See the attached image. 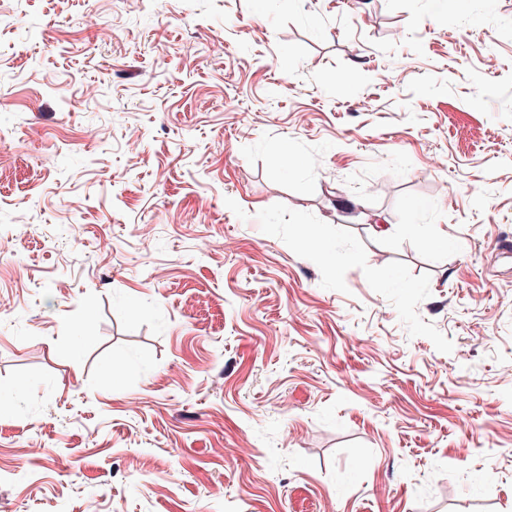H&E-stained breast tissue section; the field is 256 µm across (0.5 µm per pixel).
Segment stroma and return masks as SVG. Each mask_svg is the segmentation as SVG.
I'll list each match as a JSON object with an SVG mask.
<instances>
[{"mask_svg":"<svg viewBox=\"0 0 512 512\" xmlns=\"http://www.w3.org/2000/svg\"><path fill=\"white\" fill-rule=\"evenodd\" d=\"M1 94L0 512H512V0H0Z\"/></svg>","mask_w":512,"mask_h":512,"instance_id":"obj_1","label":"stroma"}]
</instances>
